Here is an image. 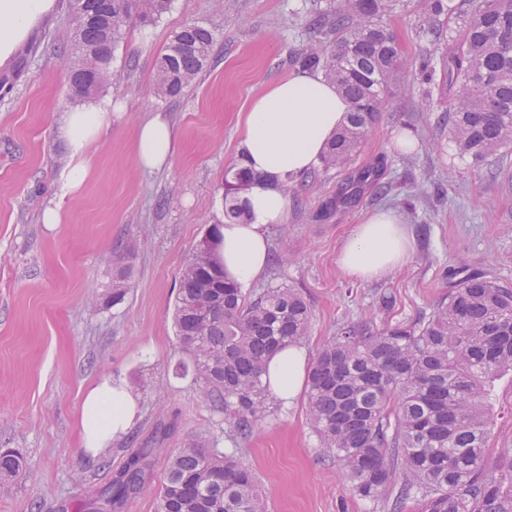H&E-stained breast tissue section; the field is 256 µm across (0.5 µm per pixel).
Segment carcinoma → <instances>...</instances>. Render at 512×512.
I'll list each match as a JSON object with an SVG mask.
<instances>
[{"mask_svg":"<svg viewBox=\"0 0 512 512\" xmlns=\"http://www.w3.org/2000/svg\"><path fill=\"white\" fill-rule=\"evenodd\" d=\"M172 0H84L65 71L78 63L98 81L111 79L114 50L132 21L154 23ZM406 0H345L338 9L312 0L314 39L296 57L320 71L350 100L346 122L320 160L324 171L345 169L398 84L405 61L379 18ZM419 39L448 43L442 55L425 48L411 63L429 99L453 93L443 107L458 153L476 163L512 149V0H416ZM215 40L206 26L174 33L157 62L152 91L175 97L206 67ZM376 165L350 174L342 203L375 181ZM253 174L239 160L224 194V217L248 216L242 193ZM215 238L183 267L174 306L178 341L205 384L214 409L232 431L248 437L274 403L262 382L273 351L301 343L312 314L294 288H266L248 297L225 281ZM128 290L123 258L113 261L112 303ZM512 374V288L479 272L452 283L448 299L416 320L379 330L346 326L318 351L307 376V412L320 447L336 454L346 489L388 512L407 503L418 512H512V448L495 451L487 467L493 383ZM152 449L140 448L112 486L88 504L93 512L121 507L148 486ZM156 512H268L257 476L236 451L189 439L171 455Z\"/></svg>","mask_w":512,"mask_h":512,"instance_id":"carcinoma-1","label":"carcinoma"}]
</instances>
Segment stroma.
<instances>
[{"instance_id":"stroma-1","label":"stroma","mask_w":512,"mask_h":512,"mask_svg":"<svg viewBox=\"0 0 512 512\" xmlns=\"http://www.w3.org/2000/svg\"><path fill=\"white\" fill-rule=\"evenodd\" d=\"M308 0H173L155 24L131 25L112 59L115 100L123 112L89 157L76 195L58 199L67 161L59 136L71 99L64 65L74 23L69 0L40 23L26 62L0 67V449L21 456L19 471L0 475V512H84L136 449L153 451L147 491L119 512H155L167 461L189 438L239 455L256 472L268 512H384L351 495L339 466L319 445L307 398L275 402L246 438L231 435L207 402L178 342L173 309L183 265L224 221V183L241 153L242 112L270 83L296 71L305 48ZM216 31L212 57L181 96L152 92L156 61L189 25ZM162 115L177 145L162 170L135 161L140 123ZM416 139L399 152L400 130ZM383 158L394 190H365L340 204L346 171L313 168L289 185L288 220L272 227L269 265L250 294L299 289L311 312L302 345L317 352L342 326L415 319L448 293V275L481 271L512 286V153L477 166L460 157L436 105L425 103L413 70L388 96L351 166ZM61 204V222H42ZM378 207L398 210L414 237L405 264L363 280L336 262L343 239ZM128 252L129 290L110 298L115 253ZM394 299L391 310L381 296ZM124 380L140 414L97 456L79 453L78 420L87 388L103 375ZM490 445L512 444V375L494 383Z\"/></svg>"}]
</instances>
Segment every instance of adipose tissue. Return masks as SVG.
Wrapping results in <instances>:
<instances>
[{"instance_id": "ef3b65f1", "label": "adipose tissue", "mask_w": 512, "mask_h": 512, "mask_svg": "<svg viewBox=\"0 0 512 512\" xmlns=\"http://www.w3.org/2000/svg\"><path fill=\"white\" fill-rule=\"evenodd\" d=\"M55 0H0V66L7 64ZM117 109L113 98L89 99L66 112L60 135L68 162L59 177L61 196L77 193L88 174V152L112 125ZM351 104L323 74L301 71L269 84L254 97L244 119L243 150L257 180L247 193L250 218L242 224L220 226L218 257L225 277L246 289L263 276L270 258L271 226L286 223L288 197L283 180L316 165L340 130ZM175 152L170 124L156 116L140 124L136 162L153 171ZM413 248L407 225L395 211L368 212L345 239L336 258L344 271L365 280L385 276L404 264ZM303 351L295 346L270 356L263 376L274 397L291 402L306 378ZM139 412L135 393L121 379L104 375L86 391L79 424L82 451L96 455L125 434Z\"/></svg>"}]
</instances>
